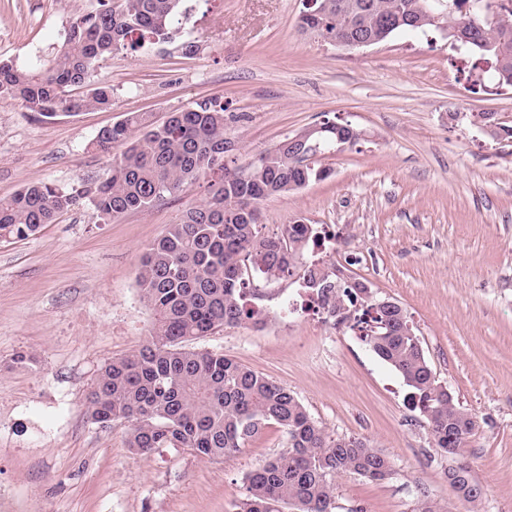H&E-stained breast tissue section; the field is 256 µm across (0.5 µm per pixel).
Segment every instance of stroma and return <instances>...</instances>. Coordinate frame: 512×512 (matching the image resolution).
Here are the masks:
<instances>
[{
	"label": "stroma",
	"instance_id": "stroma-1",
	"mask_svg": "<svg viewBox=\"0 0 512 512\" xmlns=\"http://www.w3.org/2000/svg\"><path fill=\"white\" fill-rule=\"evenodd\" d=\"M94 2L0 0V59L27 62ZM305 2L183 0L176 44L119 50L96 67L94 80L114 90L107 109L46 120L0 101V198L107 177L113 155L92 143L131 112L161 122L222 101L233 172L326 119L362 130L357 145L315 158L327 178L263 201L260 229L316 225L327 236L316 256L337 279L406 310L439 382L476 417L465 457L478 504L449 485L455 459L435 448L395 370L348 324L285 314L290 281L254 274L262 324L224 327L198 346L293 392L331 437L364 438L391 458L383 481L336 474L334 512H413L423 490L447 512H512V87L471 92L456 71L470 50L436 31L354 49L302 33ZM477 112L488 121L474 123ZM209 185L187 181L108 224L79 206L34 236L0 238V512H232L245 475L287 448L272 426L221 458L136 455L126 422L102 428L88 414L102 366L151 328L142 255Z\"/></svg>",
	"mask_w": 512,
	"mask_h": 512
}]
</instances>
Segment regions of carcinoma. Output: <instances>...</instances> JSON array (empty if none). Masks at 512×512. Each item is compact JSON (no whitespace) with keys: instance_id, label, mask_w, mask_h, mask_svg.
Listing matches in <instances>:
<instances>
[{"instance_id":"cac0c4a2","label":"carcinoma","mask_w":512,"mask_h":512,"mask_svg":"<svg viewBox=\"0 0 512 512\" xmlns=\"http://www.w3.org/2000/svg\"><path fill=\"white\" fill-rule=\"evenodd\" d=\"M180 0H96V6L59 30L55 42L24 65L0 60V101L19 100L43 118L112 105L113 89L93 83L85 95L69 88L90 80L100 61L115 51L173 40L172 18ZM425 0H318L300 18L305 33L332 42L364 31L384 42L426 28L446 33L479 53L471 69L490 58L480 83L512 87V10L491 24L463 11L466 0H445L446 16L434 23L421 10ZM225 107L218 100L172 112L161 123L132 113L99 131L94 145L124 146L102 181L61 187L27 185L0 198V237L26 239L77 206L86 205L107 222L129 211H144L180 190L182 184L224 170ZM307 144L323 152L336 146V124L324 122ZM284 148L260 157L245 173L227 172L211 196L170 224L143 255L137 283L154 320L145 344L108 362L89 396L93 423H129L127 446L138 454L155 448H188L202 457L238 452L276 425L288 447L245 475L246 495L233 512H333L331 477L352 472L375 481L392 474L391 459L369 441L332 439L287 388L234 358L195 347L216 330L253 320L243 266L270 281L299 278L318 296L360 306V337L394 368L409 389L407 401L424 417L435 447L461 455L476 418L439 382L401 306L389 307L365 295V285L342 283L323 268L302 261L320 231L302 219L275 238L262 237L260 203L299 190L325 172ZM448 482L474 503L481 488L469 464L448 468ZM414 512H446L423 492Z\"/></svg>"}]
</instances>
